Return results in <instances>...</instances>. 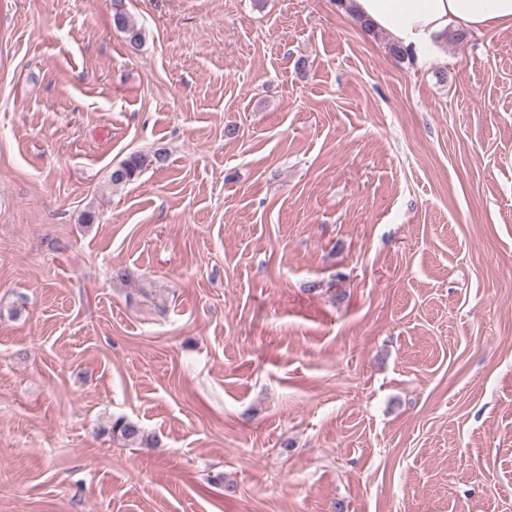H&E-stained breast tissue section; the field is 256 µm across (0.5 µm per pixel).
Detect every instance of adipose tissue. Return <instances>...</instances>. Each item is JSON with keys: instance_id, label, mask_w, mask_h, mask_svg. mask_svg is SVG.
Masks as SVG:
<instances>
[{"instance_id": "1", "label": "adipose tissue", "mask_w": 512, "mask_h": 512, "mask_svg": "<svg viewBox=\"0 0 512 512\" xmlns=\"http://www.w3.org/2000/svg\"><path fill=\"white\" fill-rule=\"evenodd\" d=\"M342 9L420 58L452 31L512 28V0H344Z\"/></svg>"}]
</instances>
